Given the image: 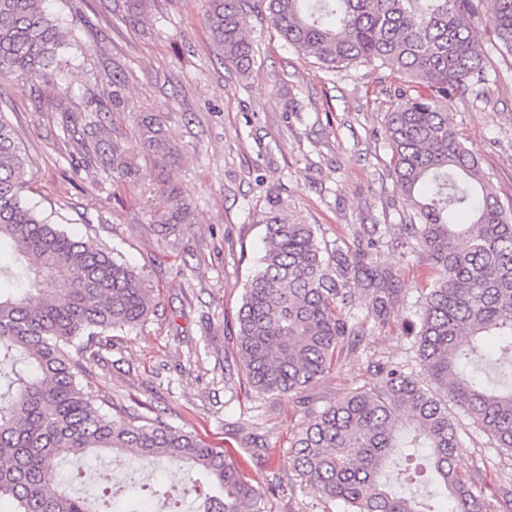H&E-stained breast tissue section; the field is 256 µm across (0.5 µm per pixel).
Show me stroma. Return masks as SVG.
<instances>
[{
    "label": "stroma",
    "instance_id": "obj_1",
    "mask_svg": "<svg viewBox=\"0 0 512 512\" xmlns=\"http://www.w3.org/2000/svg\"><path fill=\"white\" fill-rule=\"evenodd\" d=\"M210 0H47L65 20L67 47L47 75L0 78V115L30 160L26 197L45 217L138 271L154 288L146 320L103 340L84 361L88 397L108 405L116 424L128 415L160 416L227 450L258 487L270 512L325 510L290 463L294 433L339 398L376 377L381 362L419 372L404 323L416 310L426 270L401 248L413 211L395 188L386 112L400 84L384 68L358 64L330 74L287 46L268 18L245 30L258 49L245 76L225 70L207 15ZM486 59L472 92L449 100L455 127L512 205V56L489 24H476ZM124 81L123 108L111 103ZM156 115L171 146L158 158L136 145L135 122ZM130 172L112 177L113 148ZM196 208L194 223L166 232L170 194ZM283 217L316 225L320 239L348 251L356 232L381 225L373 258L397 269L400 300L387 322L367 327L337 365L309 387L268 396L224 380L236 356L237 315L261 255L262 218L271 195ZM467 432L458 470L482 486L512 476V458L487 444L463 410ZM113 486L125 496L128 473L170 490L178 512H193L178 466L123 459Z\"/></svg>",
    "mask_w": 512,
    "mask_h": 512
}]
</instances>
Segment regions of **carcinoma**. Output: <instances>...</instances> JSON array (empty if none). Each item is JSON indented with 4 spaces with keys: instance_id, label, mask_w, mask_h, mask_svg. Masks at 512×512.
<instances>
[{
    "instance_id": "1",
    "label": "carcinoma",
    "mask_w": 512,
    "mask_h": 512,
    "mask_svg": "<svg viewBox=\"0 0 512 512\" xmlns=\"http://www.w3.org/2000/svg\"><path fill=\"white\" fill-rule=\"evenodd\" d=\"M44 0H0V76L47 74L66 46L63 19ZM267 17L286 44L335 73L377 63L402 82L385 114L392 177L414 207L407 238L429 269L409 334L422 378L378 365V380L347 393L291 442L305 486L344 512H512V484L491 497L460 473L455 448L463 409L494 448L512 456V213L490 175L451 125L446 103L484 72L485 51L466 22L485 20L512 54V0H211L208 16L224 66L249 73L256 50L247 13ZM141 145L168 149L161 122L140 116ZM29 161L0 117V501L10 512H111L99 497L73 494L58 479L63 463L90 453L166 457L191 485L219 491L196 512H266L257 489L221 448L161 417L114 425L88 399L82 361L101 338L148 315L153 289L111 253L74 239L26 202ZM269 198L264 254L238 313V371L256 391L308 387L364 337L385 324L397 273L329 249L312 224L280 215ZM168 230L191 224L181 196L169 198ZM363 298V317L348 306Z\"/></svg>"
}]
</instances>
